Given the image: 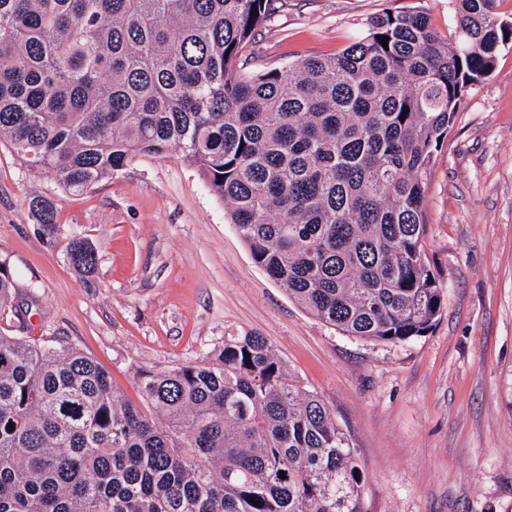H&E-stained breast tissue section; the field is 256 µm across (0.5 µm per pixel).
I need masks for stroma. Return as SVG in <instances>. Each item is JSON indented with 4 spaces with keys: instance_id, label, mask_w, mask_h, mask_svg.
<instances>
[{
    "instance_id": "stroma-1",
    "label": "stroma",
    "mask_w": 512,
    "mask_h": 512,
    "mask_svg": "<svg viewBox=\"0 0 512 512\" xmlns=\"http://www.w3.org/2000/svg\"><path fill=\"white\" fill-rule=\"evenodd\" d=\"M387 9L454 29L452 0H286L252 47L256 66L338 54ZM35 198L57 207L55 239L38 230ZM230 213L175 153L72 195L0 144L9 333L77 346L134 401L136 370L258 332L357 449L363 512H512V48L468 90L437 154L426 244L445 309L427 334L371 342L313 317L254 263ZM74 236L97 249L91 275L68 264Z\"/></svg>"
}]
</instances>
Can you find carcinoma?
I'll return each instance as SVG.
<instances>
[{"label": "carcinoma", "mask_w": 512, "mask_h": 512, "mask_svg": "<svg viewBox=\"0 0 512 512\" xmlns=\"http://www.w3.org/2000/svg\"><path fill=\"white\" fill-rule=\"evenodd\" d=\"M495 2L456 0L451 39L385 11L332 57L256 71L277 0H0V142L74 194L177 152L289 298L348 336L406 342L444 310L428 180L512 46ZM31 207L54 238L56 206ZM67 261L89 275L96 249L74 238ZM14 292L0 259V310ZM136 386L138 404L79 348L0 329V512H363L357 450L261 334Z\"/></svg>", "instance_id": "cac0c4a2"}]
</instances>
